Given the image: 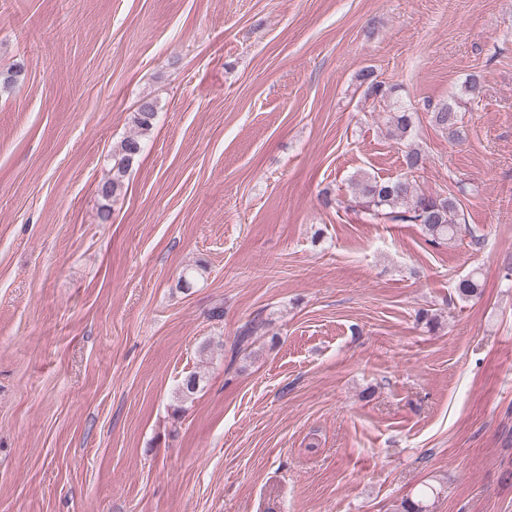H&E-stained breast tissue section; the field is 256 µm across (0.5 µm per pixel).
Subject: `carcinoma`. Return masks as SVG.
Returning <instances> with one entry per match:
<instances>
[{
	"mask_svg": "<svg viewBox=\"0 0 512 512\" xmlns=\"http://www.w3.org/2000/svg\"><path fill=\"white\" fill-rule=\"evenodd\" d=\"M360 85L365 87V95L376 100L386 101L394 91V86L378 80L373 69L367 67L358 74ZM430 123L447 133L450 138H462L461 118L451 103L432 106L425 105ZM155 113L154 102L144 100L132 115V122L138 135L121 141L113 156L112 178L98 186V194L104 201L113 198L120 191L123 179L133 162L143 149L141 137L151 127ZM390 134L398 142H408L404 154L406 172L395 179L379 180L367 173L357 174L351 181V197L346 209L360 213L371 222L378 224H415L419 226L425 241L440 246L455 239L462 232L459 213V200L450 193L446 196L427 194L412 179L415 173L424 169L426 156L412 144L414 117L411 112H391L387 117ZM481 284L474 275L462 278L457 283L458 296L470 300L480 295ZM264 327L262 321H251L236 336L239 347H247L254 336ZM432 489H422L416 501L401 504L403 512H429L428 500Z\"/></svg>",
	"mask_w": 512,
	"mask_h": 512,
	"instance_id": "cac0c4a2",
	"label": "carcinoma"
}]
</instances>
